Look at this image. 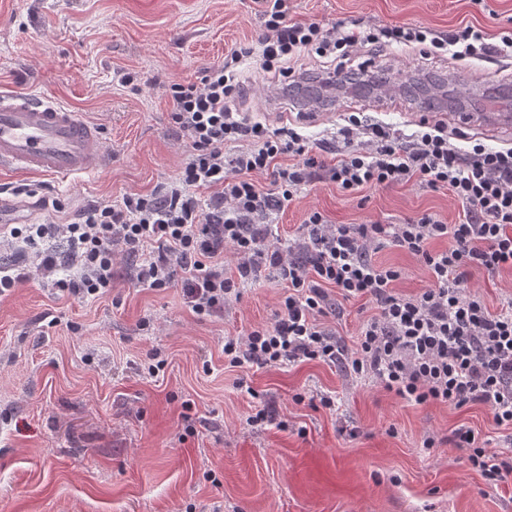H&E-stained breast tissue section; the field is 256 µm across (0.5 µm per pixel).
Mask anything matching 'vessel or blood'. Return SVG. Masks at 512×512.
<instances>
[{
  "label": "vessel or blood",
  "mask_w": 512,
  "mask_h": 512,
  "mask_svg": "<svg viewBox=\"0 0 512 512\" xmlns=\"http://www.w3.org/2000/svg\"><path fill=\"white\" fill-rule=\"evenodd\" d=\"M502 112H457L460 129L504 124ZM103 156L91 125L45 94L0 92V169L60 177L89 172Z\"/></svg>",
  "instance_id": "vessel-or-blood-1"
}]
</instances>
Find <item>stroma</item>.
I'll return each instance as SVG.
<instances>
[{
    "instance_id": "35a3bbf8",
    "label": "stroma",
    "mask_w": 512,
    "mask_h": 512,
    "mask_svg": "<svg viewBox=\"0 0 512 512\" xmlns=\"http://www.w3.org/2000/svg\"><path fill=\"white\" fill-rule=\"evenodd\" d=\"M296 22L325 27L420 26L437 36L470 25L491 44L512 33V0H287ZM263 0H0V88L54 96L104 132V155L70 178L0 174L25 224H68L81 210L174 181L189 144L173 125L168 88L199 81L232 48L266 35ZM378 64L389 84L300 88L280 97L257 57L238 65L243 117L274 128L315 112L299 131L336 161L348 113L413 133L421 118L467 110L512 113V63L472 69L392 44ZM334 224H401L429 213L459 222L447 190L416 182L350 194L316 175L280 211L288 240L311 212ZM401 269L398 292L428 287L395 246L375 253ZM117 257L112 288L78 300L31 274L0 296V512H512V482L489 484L459 432L512 461V428L488 407L414 405L342 365L305 360L229 367L224 339L274 323L287 290L271 275L244 286L220 317H200L180 286L134 287ZM488 307L512 299V270L472 269ZM318 321L353 347L366 300L328 289ZM160 370H153L155 360ZM334 404L325 407L322 396ZM265 421H255L258 411ZM436 445L424 448L426 437Z\"/></svg>"
}]
</instances>
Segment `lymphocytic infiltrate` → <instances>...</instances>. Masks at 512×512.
Returning <instances> with one entry per match:
<instances>
[{"instance_id":"f902f5d3","label":"lymphocytic infiltrate","mask_w":512,"mask_h":512,"mask_svg":"<svg viewBox=\"0 0 512 512\" xmlns=\"http://www.w3.org/2000/svg\"><path fill=\"white\" fill-rule=\"evenodd\" d=\"M266 36L259 46L232 49L222 63L207 67L200 82L170 87L171 120L189 141L190 153L175 182L148 194H129L117 203L98 202L73 224H28L10 235L35 249L37 271L51 287L84 298L112 286L115 253L141 255L130 273L140 288L180 285L186 305L199 316L223 314L241 286L261 272L282 281L288 294L275 322L244 336L224 339V358L233 367L297 360L341 362L350 373L374 380L387 391L422 405L482 404L497 425L512 427V300L490 310L468 288L471 269H512V148L491 150L477 143L465 150L451 142L444 120L422 121L405 134L389 124L349 116L340 134L344 146L326 178L343 191L418 181L447 190L463 208L447 224L429 214L401 224H333L312 212L298 236L282 243L269 226L313 178V147L293 129H269L240 117L235 103L242 87L235 71L241 58L258 55L281 92L297 85L296 63L309 53L324 59L327 79H354L375 67L377 52L389 43L419 46L424 58L481 59L492 52L512 55V34L490 46L483 30L465 26L448 38L422 27L360 26L323 29L319 23L289 20L285 0H266ZM365 140L354 144L355 131ZM245 149L225 156L226 144ZM293 162L282 167L281 156ZM272 173V188L253 179ZM212 192L202 209L197 190ZM65 235L69 262L78 269L69 280L55 279V254L40 241ZM449 240L448 248L433 249ZM396 246L425 267L430 284L417 294L396 292L401 272L380 267L373 253ZM232 248L236 271L224 272V250ZM347 300L367 299L375 311L357 331L354 349L320 326L326 287ZM467 460L490 481L512 479V464L497 461L474 432L460 435Z\"/></svg>"}]
</instances>
